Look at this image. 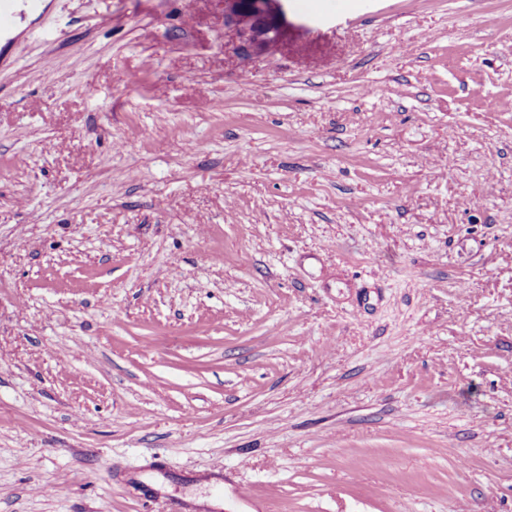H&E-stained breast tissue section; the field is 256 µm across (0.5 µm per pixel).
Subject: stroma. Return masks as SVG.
<instances>
[{
	"instance_id": "obj_1",
	"label": "stroma",
	"mask_w": 512,
	"mask_h": 512,
	"mask_svg": "<svg viewBox=\"0 0 512 512\" xmlns=\"http://www.w3.org/2000/svg\"><path fill=\"white\" fill-rule=\"evenodd\" d=\"M232 8L0 40V512H512V0ZM231 1L237 5L233 21L245 49L262 50L277 39L278 31L266 17V0H254L250 8H244L242 0Z\"/></svg>"
}]
</instances>
